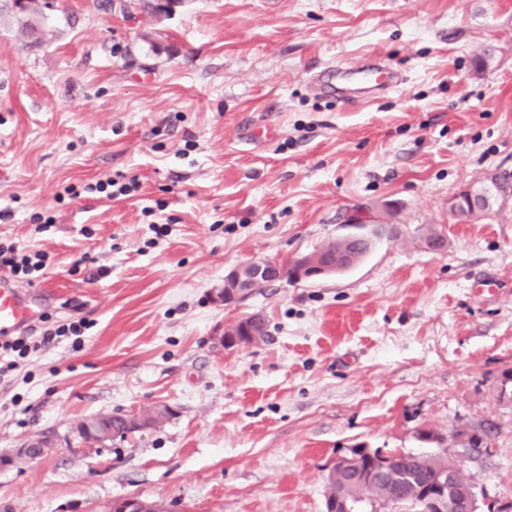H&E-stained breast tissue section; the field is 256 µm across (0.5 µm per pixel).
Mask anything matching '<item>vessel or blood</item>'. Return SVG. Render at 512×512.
<instances>
[{
    "label": "vessel or blood",
    "instance_id": "b4317fda",
    "mask_svg": "<svg viewBox=\"0 0 512 512\" xmlns=\"http://www.w3.org/2000/svg\"><path fill=\"white\" fill-rule=\"evenodd\" d=\"M315 80L322 91L342 102L372 98L394 83L393 75L377 61L356 68L334 67L328 75H316ZM33 317L32 295L1 277L0 335L27 327Z\"/></svg>",
    "mask_w": 512,
    "mask_h": 512
}]
</instances>
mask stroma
Segmentation results:
<instances>
[{
    "label": "stroma",
    "mask_w": 512,
    "mask_h": 512,
    "mask_svg": "<svg viewBox=\"0 0 512 512\" xmlns=\"http://www.w3.org/2000/svg\"><path fill=\"white\" fill-rule=\"evenodd\" d=\"M36 2L31 35L0 0V240L47 254L43 326L85 329L0 376V455L52 441L0 466V512H324L348 449L451 454L457 429L488 434L480 502L512 496V201L448 211L512 177V0ZM373 59L398 76L373 101L314 81ZM119 173L132 197L90 191ZM368 214L398 231L349 271L213 301L230 269ZM253 314L264 341L215 345ZM161 401L169 420L125 439L78 432ZM512 197V186L497 179L490 183H480L455 195L448 201V211L452 215L466 213L470 217H483L494 205Z\"/></svg>",
    "instance_id": "obj_1"
}]
</instances>
